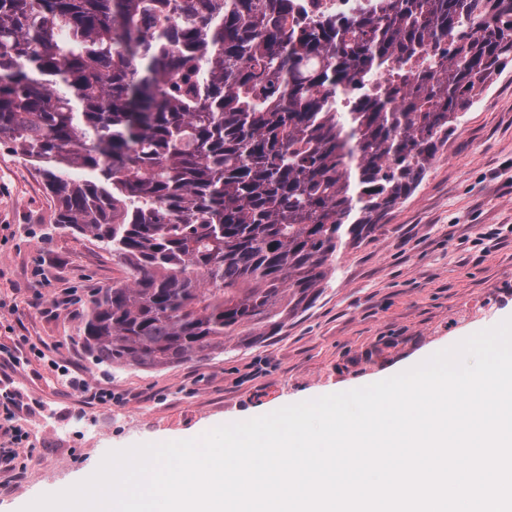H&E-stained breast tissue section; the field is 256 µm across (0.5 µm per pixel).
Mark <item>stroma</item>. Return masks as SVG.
Wrapping results in <instances>:
<instances>
[{
    "mask_svg": "<svg viewBox=\"0 0 512 512\" xmlns=\"http://www.w3.org/2000/svg\"><path fill=\"white\" fill-rule=\"evenodd\" d=\"M56 209L33 165L1 145L0 349L37 343L116 399L84 405L43 361L11 371L30 446L23 477L0 486V512L89 478L108 452L353 390L511 318L512 62L384 227L344 251L316 302L254 347L156 370L96 364L80 339L87 303L130 272L56 224Z\"/></svg>",
    "mask_w": 512,
    "mask_h": 512,
    "instance_id": "obj_1",
    "label": "stroma"
}]
</instances>
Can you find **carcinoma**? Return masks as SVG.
Here are the masks:
<instances>
[{
	"label": "carcinoma",
	"instance_id": "1",
	"mask_svg": "<svg viewBox=\"0 0 512 512\" xmlns=\"http://www.w3.org/2000/svg\"><path fill=\"white\" fill-rule=\"evenodd\" d=\"M292 2L0 0V143L130 270L90 300L97 363L276 335L512 60V0H369L341 23L290 22Z\"/></svg>",
	"mask_w": 512,
	"mask_h": 512
}]
</instances>
